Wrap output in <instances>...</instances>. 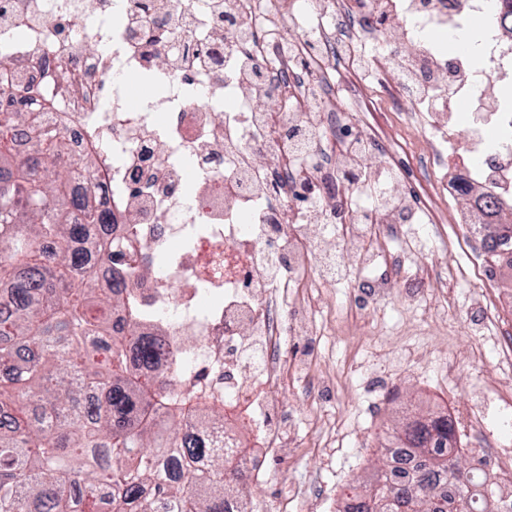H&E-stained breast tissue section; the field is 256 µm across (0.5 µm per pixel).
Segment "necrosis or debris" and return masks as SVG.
<instances>
[{
  "mask_svg": "<svg viewBox=\"0 0 512 512\" xmlns=\"http://www.w3.org/2000/svg\"><path fill=\"white\" fill-rule=\"evenodd\" d=\"M166 25L141 15L137 0H0V73L21 109L43 112L67 135L76 157H91L114 232L139 239L140 270L127 279L152 334L166 345L169 384L206 385L248 435L229 429L225 445L249 442L238 459L246 486L260 484L270 449L292 440L281 397L299 384L317 399L324 373L282 352L285 336L317 329L305 271L317 283L348 277L353 252L373 270L352 282L368 310L389 297V280L461 277L448 234L432 221L428 239L408 233L417 216L397 189L390 165L365 173L378 148L353 130L359 103L352 83L369 86L393 73L426 122L440 169L459 165L464 183L480 181L512 198V145L493 147L488 127L512 133V113L497 88L512 75V45L492 50L481 70L448 56L435 37L454 35L474 14L493 30L512 29L497 0H158ZM393 26L396 43L381 33ZM343 69L339 78L329 60ZM160 81L139 106L127 78ZM237 101L225 107L224 97ZM465 102L468 124L456 111ZM470 160L448 148L458 132ZM436 242L431 263L417 252ZM471 309L490 336L503 378H512V332L490 296L475 291ZM485 406L463 405L458 422L480 454L493 457L512 512V452L507 432L489 430Z\"/></svg>",
  "mask_w": 512,
  "mask_h": 512,
  "instance_id": "1",
  "label": "necrosis or debris"
}]
</instances>
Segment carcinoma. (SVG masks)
<instances>
[{
	"mask_svg": "<svg viewBox=\"0 0 512 512\" xmlns=\"http://www.w3.org/2000/svg\"><path fill=\"white\" fill-rule=\"evenodd\" d=\"M0 80V512H224L239 483L224 442L175 436L186 422L226 425L224 407L199 394L164 390L130 364L161 355L144 333L132 294L112 292L115 269L128 272L139 250L112 238L101 187L70 189L72 145L40 112L14 108ZM28 138L35 157L15 152ZM408 418L399 441L419 453L438 438L448 452L426 458L419 476L396 486L380 469L353 512H445L437 480L460 485L455 512H494L495 490L470 496L448 415ZM172 466L179 479L160 477Z\"/></svg>",
	"mask_w": 512,
	"mask_h": 512,
	"instance_id": "cac0c4a2",
	"label": "carcinoma"
}]
</instances>
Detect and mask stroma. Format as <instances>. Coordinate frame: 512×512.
<instances>
[{
  "label": "stroma",
  "mask_w": 512,
  "mask_h": 512,
  "mask_svg": "<svg viewBox=\"0 0 512 512\" xmlns=\"http://www.w3.org/2000/svg\"><path fill=\"white\" fill-rule=\"evenodd\" d=\"M365 96L370 109L361 115V122L372 125L396 149L392 156L372 155L366 170L395 162L401 188L419 205H426L418 173L436 181L443 172L432 163L424 131L398 120V113L406 106L391 82H377ZM446 209L448 228L460 238L453 258L466 271L464 279L449 282V293L462 298L472 286L481 285L493 295L501 318L511 321L512 264L499 263L492 268L483 262L470 264L465 237L476 217L465 196L457 193L449 194ZM407 293L403 283H395L387 305L367 313L345 285H324L315 314L317 336L308 342L289 337L284 348L293 357L314 353L321 366L334 374L336 392L333 398L313 407L295 391H286L285 401L295 418L300 446L274 449L269 476L257 487V495L277 502L286 485H309L318 490L327 487L332 495H339L345 487L371 477L381 463L386 434L403 416L467 401L480 403L478 382L497 378L498 370L491 346L481 343L474 316L454 310L447 320L431 318L412 308ZM397 345L422 367L423 374L391 377L380 404L371 405L361 388L360 365ZM314 414L321 416L325 427L335 430L333 447H315L318 433L310 425Z\"/></svg>",
  "instance_id": "35a3bbf8"
}]
</instances>
